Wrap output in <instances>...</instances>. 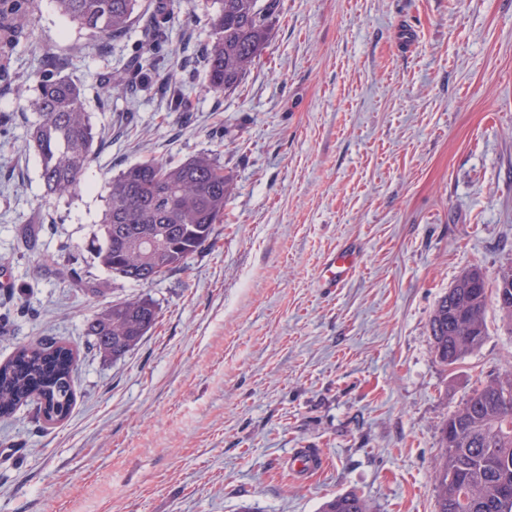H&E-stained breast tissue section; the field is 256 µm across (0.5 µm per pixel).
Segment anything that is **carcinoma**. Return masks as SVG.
I'll list each match as a JSON object with an SVG mask.
<instances>
[{
	"instance_id": "carcinoma-1",
	"label": "carcinoma",
	"mask_w": 512,
	"mask_h": 512,
	"mask_svg": "<svg viewBox=\"0 0 512 512\" xmlns=\"http://www.w3.org/2000/svg\"><path fill=\"white\" fill-rule=\"evenodd\" d=\"M34 0H0V84L11 87L8 58L24 29L36 18ZM62 15L102 40L127 34L135 21L148 19L147 53L153 59L177 55L170 37L175 0H159L151 14L141 0H54ZM279 0H210L205 46V91L215 97L236 90L266 48ZM136 66L109 73L101 82L107 96L126 90L143 70ZM15 92L25 98V89ZM27 99V98H25ZM35 115L24 147L40 161L41 179L49 195L70 194L81 187L97 153V136L86 112L80 86L53 68L35 78L27 99ZM233 186L224 166L200 153L181 163L151 160L132 164L108 184L99 224L95 258L115 277L146 285L185 265L210 242L214 225L224 220V205ZM479 269L463 273L436 304L430 329L435 357L453 365L478 348L486 336L484 309L489 286L474 281ZM155 303L146 297L116 301L87 319L84 335L103 357L118 358L133 350L157 324ZM76 354L67 344L31 342L17 347L0 363V417L34 401L47 422H60L75 397ZM462 439L448 445L441 429L443 452L435 468V512H512V377L475 388L455 411ZM321 512H369L356 493L339 494Z\"/></svg>"
}]
</instances>
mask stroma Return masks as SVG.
<instances>
[{
	"label": "stroma",
	"instance_id": "35a3bbf8",
	"mask_svg": "<svg viewBox=\"0 0 512 512\" xmlns=\"http://www.w3.org/2000/svg\"><path fill=\"white\" fill-rule=\"evenodd\" d=\"M12 59L54 62L84 92L99 151L84 186L46 195L23 142L32 113L0 94V362L76 348V403L0 419V512H318L354 491L371 512H435L440 429L512 374L495 298L453 366L430 318L473 266L512 264V0H280L232 93L203 89L208 0H179L159 76L106 99L102 74L143 39L100 42L36 0ZM182 89L168 105L161 80ZM218 156L234 192L209 245L141 286L100 267L104 185L129 164ZM360 253L336 290L328 258ZM144 296L159 320L117 359L90 348L101 307ZM321 453L320 474L290 467Z\"/></svg>",
	"mask_w": 512,
	"mask_h": 512
}]
</instances>
